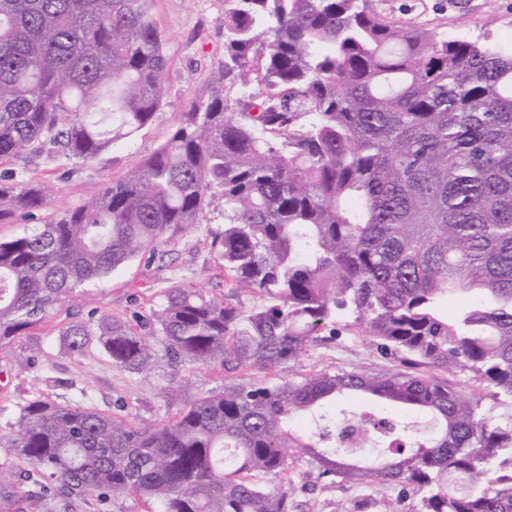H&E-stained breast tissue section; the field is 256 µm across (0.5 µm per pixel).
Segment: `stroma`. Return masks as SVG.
Here are the masks:
<instances>
[{
  "mask_svg": "<svg viewBox=\"0 0 512 512\" xmlns=\"http://www.w3.org/2000/svg\"><path fill=\"white\" fill-rule=\"evenodd\" d=\"M231 0H151L150 14L166 38L169 94L153 121L97 162L68 164L24 155L0 162V172H15L46 183L50 209L62 212L82 204L93 187L135 169L171 135L185 112L228 87L224 76V14ZM385 17L416 24L451 38L512 43V0H372ZM224 228V202L214 199L197 227L163 243L154 258L137 259L111 276L78 286L65 307L51 312L30 335L0 345V440H7L24 400L43 397L58 403L83 402L136 425L170 420L201 393L222 386V366L170 361L165 339L148 337L149 371L131 373L116 366L98 340L72 353L63 328L74 320L109 315L128 322L158 308L175 284L199 288L226 302L249 306L224 274V262L211 246ZM393 360L377 352L352 330L317 339L296 361L293 373L318 370L376 373ZM288 488L295 512H379L383 502L400 500L409 512L411 497L398 488L330 484L304 460L289 459Z\"/></svg>",
  "mask_w": 512,
  "mask_h": 512,
  "instance_id": "stroma-1",
  "label": "stroma"
}]
</instances>
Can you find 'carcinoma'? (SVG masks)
I'll list each match as a JSON object with an SVG mask.
<instances>
[{"mask_svg": "<svg viewBox=\"0 0 512 512\" xmlns=\"http://www.w3.org/2000/svg\"><path fill=\"white\" fill-rule=\"evenodd\" d=\"M236 2L224 73L244 92L184 113L87 204L0 238V343L77 286L155 256L218 195L211 245L251 305L176 285L135 327L99 321L113 364L150 369L149 329L175 361L283 372L342 318L396 365L226 381L153 426L28 399L0 461V512H81L92 492L145 512H293L287 448L331 481L409 488L412 512H512V46L391 21L369 0ZM168 64L150 0H0V159L98 160L152 122ZM49 199L42 182L0 178V224ZM457 296L471 303L449 317ZM91 334L63 329L73 353ZM434 370L467 373L478 392ZM352 394L384 420L368 450L366 433L343 447L349 418L325 410ZM28 466L52 496L25 488Z\"/></svg>", "mask_w": 512, "mask_h": 512, "instance_id": "cac0c4a2", "label": "carcinoma"}]
</instances>
